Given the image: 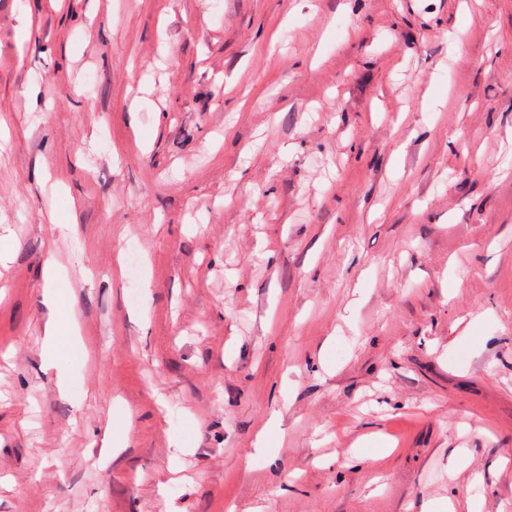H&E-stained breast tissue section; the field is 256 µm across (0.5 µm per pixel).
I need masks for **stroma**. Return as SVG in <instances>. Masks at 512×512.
<instances>
[{
	"instance_id": "stroma-1",
	"label": "stroma",
	"mask_w": 512,
	"mask_h": 512,
	"mask_svg": "<svg viewBox=\"0 0 512 512\" xmlns=\"http://www.w3.org/2000/svg\"><path fill=\"white\" fill-rule=\"evenodd\" d=\"M0 125V512H512V0H0Z\"/></svg>"
}]
</instances>
